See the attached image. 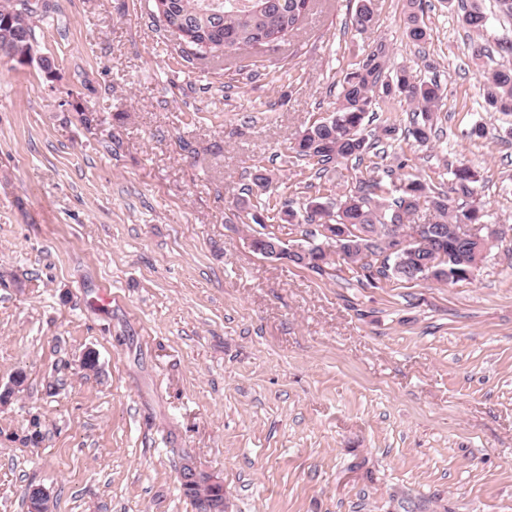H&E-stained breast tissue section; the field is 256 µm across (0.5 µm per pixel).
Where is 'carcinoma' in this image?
<instances>
[{
    "mask_svg": "<svg viewBox=\"0 0 512 512\" xmlns=\"http://www.w3.org/2000/svg\"><path fill=\"white\" fill-rule=\"evenodd\" d=\"M312 0H169L168 19L172 25L194 31L210 30V37L223 41V51H236L260 43L262 38L280 40L295 30L309 9ZM21 0H0V39L10 34L22 44L26 38H37L36 23L50 16V7L39 14L24 12ZM407 35L416 45L426 43L427 31L421 26L418 12L423 0H407ZM471 15L468 29L479 33L488 24L487 15L476 4L464 8ZM374 22L371 0H358L352 25L358 29ZM390 95L397 91L411 106L413 117L406 129L407 135L426 144L434 134L433 112L442 100L444 91L435 80L416 78L412 71L402 68L392 75L385 73L384 50L372 55L367 63L344 74L341 92L334 108L335 121L317 122L309 127L317 138L316 151L310 153L309 138L301 137L294 146L296 157L317 166L341 159L363 161L372 154L378 158L385 150L379 147L382 138H390L396 127L385 126L382 135L368 139L364 135V120L378 103L375 88ZM483 97L488 108L495 112H512V68L501 67L488 72L483 85ZM455 190L464 196L473 194L472 184L477 175L464 164L448 163ZM381 182L374 180L361 195H349L339 203L343 212L329 219L331 232L339 237L358 232L352 243L354 250L344 252L342 259L353 265L355 272L371 283L375 275L391 276L405 282L434 280L456 284L464 281L458 273L467 268L461 258L469 254L468 241L448 234L450 224H483L486 213L479 205L452 208L448 195L429 189L423 182L411 179L403 183L400 194L392 202H385L378 194ZM432 206L436 221L427 224L433 243L442 260L429 266L419 251L407 248L393 250L392 224L395 212H401L399 223L407 224L421 204ZM455 261L448 262V254ZM288 261L297 265L322 270L328 256L322 251L309 250L308 256L288 253Z\"/></svg>",
    "mask_w": 512,
    "mask_h": 512,
    "instance_id": "carcinoma-1",
    "label": "carcinoma"
}]
</instances>
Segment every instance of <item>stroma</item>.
<instances>
[{
    "instance_id": "stroma-1",
    "label": "stroma",
    "mask_w": 512,
    "mask_h": 512,
    "mask_svg": "<svg viewBox=\"0 0 512 512\" xmlns=\"http://www.w3.org/2000/svg\"><path fill=\"white\" fill-rule=\"evenodd\" d=\"M53 2L54 77L0 59V385L27 375L0 407V512H25L31 484L52 512H196L186 456L228 512H512V115L483 97L512 63L496 0L480 35L460 0H425L422 48L406 0H372L364 31L354 0H314L285 39L190 64L147 0ZM381 48L388 72L440 82L436 137H405L408 103L383 97L365 128L397 127L392 176L368 159L316 172L296 139ZM450 161L506 233L470 280L370 283L339 258L319 273L249 246L263 227L304 239L253 222L256 167L302 215L377 177L389 200L417 179L464 203ZM423 0H407L408 16H407V35L409 39L416 45L426 43L427 31L421 26L418 12L423 11ZM448 170L453 175L455 190L463 196L472 195V184L478 181L475 172L464 164L455 165L453 162H448Z\"/></svg>"
}]
</instances>
